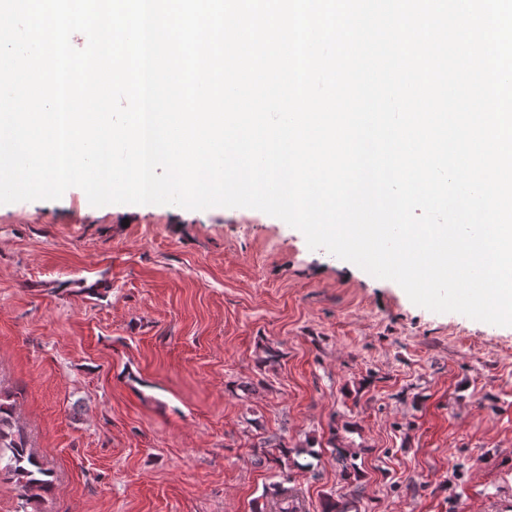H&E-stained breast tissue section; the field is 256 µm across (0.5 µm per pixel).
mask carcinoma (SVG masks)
<instances>
[{
  "mask_svg": "<svg viewBox=\"0 0 512 512\" xmlns=\"http://www.w3.org/2000/svg\"><path fill=\"white\" fill-rule=\"evenodd\" d=\"M290 449L281 445L273 451L265 452V460L270 469L279 470L280 481L274 483L277 492L288 501V489L283 487L281 479L285 478L282 471L283 459L288 457ZM0 474L14 480L19 491L18 512H40L41 504L55 490L51 473L45 469L37 454L31 448L23 431L12 395L0 390Z\"/></svg>",
  "mask_w": 512,
  "mask_h": 512,
  "instance_id": "carcinoma-1",
  "label": "carcinoma"
}]
</instances>
